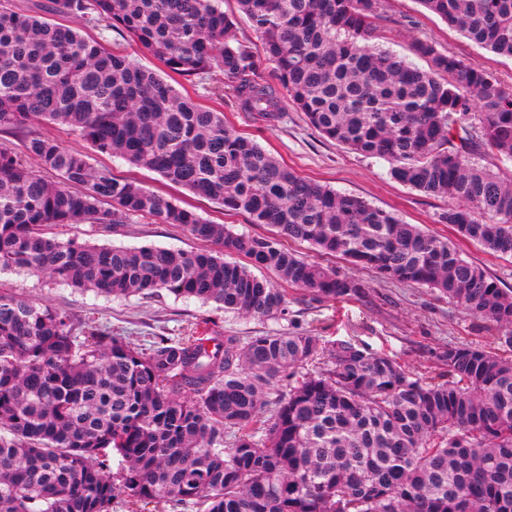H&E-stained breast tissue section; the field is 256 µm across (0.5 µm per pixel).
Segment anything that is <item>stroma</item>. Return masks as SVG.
I'll use <instances>...</instances> for the list:
<instances>
[{"mask_svg":"<svg viewBox=\"0 0 512 512\" xmlns=\"http://www.w3.org/2000/svg\"><path fill=\"white\" fill-rule=\"evenodd\" d=\"M378 23L384 31L385 45L402 55L412 56L414 42L429 39L463 60L481 63L505 85L512 86V58L495 55L475 45L441 18L426 12L419 0H381ZM83 33L156 73L201 107L223 113L225 120L239 132L254 139L301 176L359 196L398 214L406 223L419 225L431 234L454 242L464 258L483 267L501 288L512 291V258L490 255L480 246L460 239L448 225L439 223V214L448 206L446 198L404 186L390 176L385 161L365 157L323 138L289 99H282V114L277 122L270 124L241 109L221 71L188 82L168 71L159 60L118 30L90 25L84 27ZM31 127L58 139L69 149L86 153L92 166L109 167L118 177L163 195L206 220L230 225L239 234L268 235L272 232L267 225L252 223L247 214L225 211L218 204L170 184L155 172L94 152L82 137L65 126L36 120ZM63 235L122 247L193 250L199 246L198 241L181 228L146 218L109 229L81 224L64 230ZM325 263L340 275L360 283V294L331 303L314 300L307 290L292 288L288 291L287 316L269 320L238 317L224 313L215 304L206 305L193 298H177L163 292L128 298L105 297L34 274L9 271L0 273V289L65 309L80 322H94L97 327L134 343L160 335L179 336L194 323L207 319L216 322L224 333L241 337L299 329L332 340L351 339L389 353L409 372L434 375L441 371L434 360L436 351L451 344L483 348L493 345V328L482 319L466 315L447 298L429 289L383 280L372 271L351 268L338 258H326Z\"/></svg>","mask_w":512,"mask_h":512,"instance_id":"stroma-1","label":"stroma"}]
</instances>
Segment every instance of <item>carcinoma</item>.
Segmentation results:
<instances>
[{
	"mask_svg": "<svg viewBox=\"0 0 512 512\" xmlns=\"http://www.w3.org/2000/svg\"><path fill=\"white\" fill-rule=\"evenodd\" d=\"M238 2L255 45L234 38L222 0L54 5L126 33L187 81L222 71L242 108L273 122L281 104L259 76L264 57L321 136L448 199L441 223L512 257L511 87L429 40L413 47L425 68L383 48L379 0ZM419 2L512 58V0ZM35 118L276 235L237 234L94 167L29 130ZM0 127L25 133L21 149L0 147V272L105 296L165 292L258 320L286 315L284 284L319 301L359 293L285 238L430 288L512 347V296L448 239L299 176L224 113L79 28L2 3ZM140 217L211 248L117 247L58 233ZM435 358L448 379L309 331L244 340L206 325L143 346L91 325L78 334L69 312L0 290V512H112L119 497L131 508L197 512H512V356L450 344ZM113 452L122 460L115 477Z\"/></svg>",
	"mask_w": 512,
	"mask_h": 512,
	"instance_id": "carcinoma-1",
	"label": "carcinoma"
}]
</instances>
